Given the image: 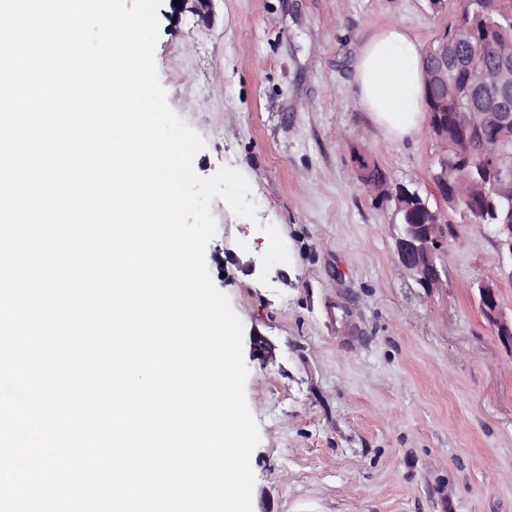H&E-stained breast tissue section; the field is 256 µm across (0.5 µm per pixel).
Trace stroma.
Returning a JSON list of instances; mask_svg holds the SVG:
<instances>
[{
	"label": "stroma",
	"mask_w": 512,
	"mask_h": 512,
	"mask_svg": "<svg viewBox=\"0 0 512 512\" xmlns=\"http://www.w3.org/2000/svg\"><path fill=\"white\" fill-rule=\"evenodd\" d=\"M210 23L161 0L155 61L169 106L205 142L198 176L248 180L257 221L221 199L205 250L215 287L276 347L246 358L253 512H512V349L479 308L496 284L512 316V260L487 229L451 226L426 290L398 266V220L359 179L428 194L427 132L386 141L354 85L360 43L394 25L421 48L454 23L428 0H215ZM290 261L263 271L264 225Z\"/></svg>",
	"instance_id": "1"
}]
</instances>
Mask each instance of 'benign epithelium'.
<instances>
[{
  "label": "benign epithelium",
  "mask_w": 512,
  "mask_h": 512,
  "mask_svg": "<svg viewBox=\"0 0 512 512\" xmlns=\"http://www.w3.org/2000/svg\"><path fill=\"white\" fill-rule=\"evenodd\" d=\"M437 55L441 63L429 69V81L442 92H448V41L437 39ZM492 75L488 83H477L474 90L481 97L475 115L480 117L481 146L477 157L493 175L497 189L512 194V171L499 162L498 150L512 142V50H499L495 63L486 67ZM432 191L437 200L456 202L465 200L457 182L448 178V152L440 153L438 171L431 177ZM493 233L499 247L508 249L512 256V224H496ZM448 246V225L440 209L428 210V222L408 224L397 241L398 265L418 284L427 289L439 287L441 272L437 265L439 254ZM481 309L496 331L499 340L512 346V318L504 316L498 298L497 286L482 283L478 288Z\"/></svg>",
  "instance_id": "benign-epithelium-1"
}]
</instances>
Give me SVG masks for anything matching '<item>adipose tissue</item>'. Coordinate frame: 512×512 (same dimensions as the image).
Instances as JSON below:
<instances>
[{
    "label": "adipose tissue",
    "instance_id": "1",
    "mask_svg": "<svg viewBox=\"0 0 512 512\" xmlns=\"http://www.w3.org/2000/svg\"><path fill=\"white\" fill-rule=\"evenodd\" d=\"M355 87L362 107L387 139L412 138L424 126L423 54L404 28L389 27L359 45Z\"/></svg>",
    "mask_w": 512,
    "mask_h": 512
}]
</instances>
